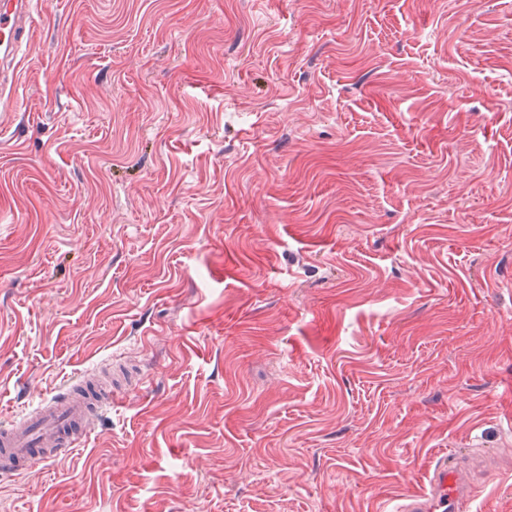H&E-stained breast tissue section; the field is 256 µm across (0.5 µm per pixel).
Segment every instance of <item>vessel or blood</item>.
Listing matches in <instances>:
<instances>
[{
  "instance_id": "1",
  "label": "vessel or blood",
  "mask_w": 512,
  "mask_h": 512,
  "mask_svg": "<svg viewBox=\"0 0 512 512\" xmlns=\"http://www.w3.org/2000/svg\"><path fill=\"white\" fill-rule=\"evenodd\" d=\"M33 0H0V66L16 67L27 41ZM62 394L43 399L37 407L0 422V475L21 473L47 460L71 454L90 423L111 413L118 389L85 372L63 384ZM494 460L444 458L435 461L423 492L412 495L403 512H458L476 497L475 469L495 468Z\"/></svg>"
}]
</instances>
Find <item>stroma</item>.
Masks as SVG:
<instances>
[{
    "label": "stroma",
    "instance_id": "stroma-1",
    "mask_svg": "<svg viewBox=\"0 0 512 512\" xmlns=\"http://www.w3.org/2000/svg\"><path fill=\"white\" fill-rule=\"evenodd\" d=\"M0 512H512V0H38L0 74V418L113 361ZM494 469L496 462L489 458L480 460L440 458L428 472L427 486L423 492L412 495L403 512H456L460 504L476 497L480 485L471 472L475 469Z\"/></svg>",
    "mask_w": 512,
    "mask_h": 512
}]
</instances>
